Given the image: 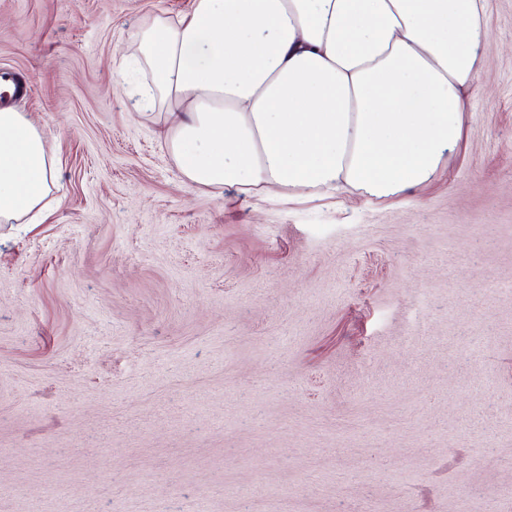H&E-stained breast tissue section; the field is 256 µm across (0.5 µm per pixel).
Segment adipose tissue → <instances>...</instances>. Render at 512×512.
Returning <instances> with one entry per match:
<instances>
[{"label": "adipose tissue", "mask_w": 512, "mask_h": 512, "mask_svg": "<svg viewBox=\"0 0 512 512\" xmlns=\"http://www.w3.org/2000/svg\"><path fill=\"white\" fill-rule=\"evenodd\" d=\"M487 0H193L149 17L138 113L184 182L305 200L426 187L459 144L489 49ZM43 130L0 109V223L53 207Z\"/></svg>", "instance_id": "1"}]
</instances>
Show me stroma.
Wrapping results in <instances>:
<instances>
[{
    "label": "stroma",
    "mask_w": 512,
    "mask_h": 512,
    "mask_svg": "<svg viewBox=\"0 0 512 512\" xmlns=\"http://www.w3.org/2000/svg\"><path fill=\"white\" fill-rule=\"evenodd\" d=\"M191 3L0 0L61 198L0 223V512H512V0L460 147L373 202L183 182L119 81Z\"/></svg>",
    "instance_id": "35a3bbf8"
}]
</instances>
